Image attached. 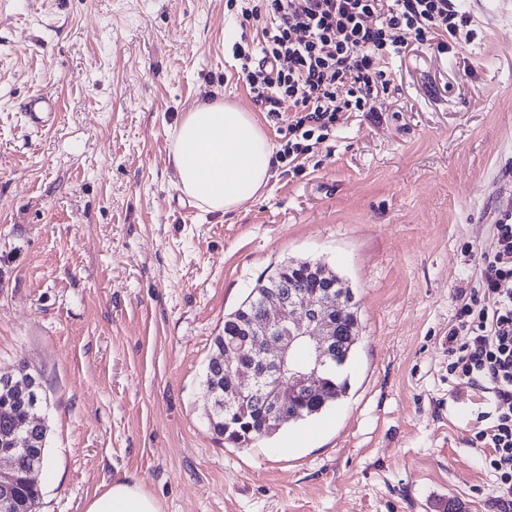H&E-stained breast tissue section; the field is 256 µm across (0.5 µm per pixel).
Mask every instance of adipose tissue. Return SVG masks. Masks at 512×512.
<instances>
[{
    "label": "adipose tissue",
    "mask_w": 512,
    "mask_h": 512,
    "mask_svg": "<svg viewBox=\"0 0 512 512\" xmlns=\"http://www.w3.org/2000/svg\"><path fill=\"white\" fill-rule=\"evenodd\" d=\"M273 147L253 113L204 101L173 131L171 161L182 193L207 212L227 214L255 199L271 177ZM84 512H162L159 500L122 478L89 499Z\"/></svg>",
    "instance_id": "obj_1"
}]
</instances>
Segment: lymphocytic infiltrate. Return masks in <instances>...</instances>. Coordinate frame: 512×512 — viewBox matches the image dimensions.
<instances>
[{"instance_id": "lymphocytic-infiltrate-1", "label": "lymphocytic infiltrate", "mask_w": 512, "mask_h": 512, "mask_svg": "<svg viewBox=\"0 0 512 512\" xmlns=\"http://www.w3.org/2000/svg\"><path fill=\"white\" fill-rule=\"evenodd\" d=\"M240 14L261 37L234 43L233 56L260 111L274 120L292 112L276 160L297 172L341 114L376 111L393 81L376 60L399 52L402 32L444 53L469 21L455 0H241ZM493 231L497 249L478 257V284L448 329V374L496 402L493 422L470 443L500 512H512V211L500 210Z\"/></svg>"}]
</instances>
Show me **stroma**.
Returning a JSON list of instances; mask_svg holds the SVG:
<instances>
[{
    "label": "stroma",
    "instance_id": "obj_1",
    "mask_svg": "<svg viewBox=\"0 0 512 512\" xmlns=\"http://www.w3.org/2000/svg\"><path fill=\"white\" fill-rule=\"evenodd\" d=\"M470 36L411 44L377 112L229 214L175 186L199 100L257 111L227 0H0V370L42 374L39 512L130 478L163 512H498L470 439L492 397L448 382V327L512 199V0H458ZM56 114L29 129L21 105ZM352 288L347 396L245 447L214 435L203 371L224 319L292 261ZM52 98L41 93L34 94L25 106L24 112L29 124L36 128L44 127V118L53 110Z\"/></svg>",
    "mask_w": 512,
    "mask_h": 512
}]
</instances>
